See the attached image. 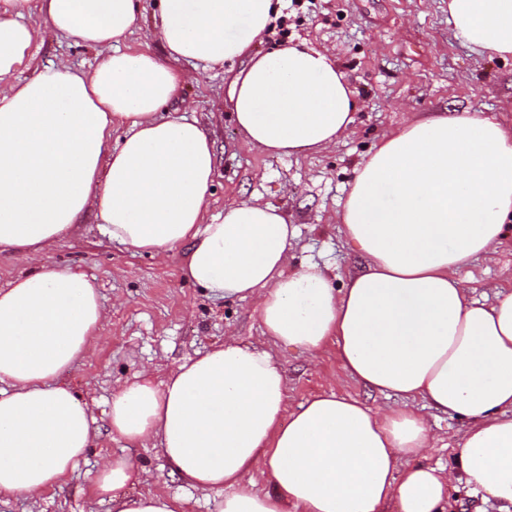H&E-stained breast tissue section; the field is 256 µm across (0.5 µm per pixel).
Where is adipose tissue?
<instances>
[{
  "instance_id": "1",
  "label": "adipose tissue",
  "mask_w": 512,
  "mask_h": 512,
  "mask_svg": "<svg viewBox=\"0 0 512 512\" xmlns=\"http://www.w3.org/2000/svg\"><path fill=\"white\" fill-rule=\"evenodd\" d=\"M274 5L155 0L160 59L121 47L139 0H0V253L37 266L0 285V494L65 483L96 436L60 377L92 352L102 297L95 278L39 262L91 210L128 248L187 245L185 277L251 299L275 344L314 356L335 343L352 378L401 401L374 410L329 392L286 412L282 365L232 339L164 382L143 374L116 389L113 435L153 443L188 486L223 491L217 512H450L456 482L512 512V291L485 306L455 277L493 257L512 222V128L479 112L409 120L359 163L337 213L362 268L338 290L318 265L289 267L295 229L277 207L243 201L207 221L214 144L197 119L161 115L190 79L182 62L243 57L229 89L241 148L294 156L345 137L354 94L327 53L252 52ZM448 22L479 55L512 57V0H448ZM50 34L97 62L16 80ZM430 409L468 422L453 467L422 463ZM256 470L270 490L247 482ZM141 480L116 454L92 488L113 512H186L177 497L126 494Z\"/></svg>"
}]
</instances>
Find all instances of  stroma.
<instances>
[{
  "label": "stroma",
  "instance_id": "35a3bbf8",
  "mask_svg": "<svg viewBox=\"0 0 512 512\" xmlns=\"http://www.w3.org/2000/svg\"><path fill=\"white\" fill-rule=\"evenodd\" d=\"M289 41L329 53L354 92L356 122L336 146L290 157L240 149L227 91L245 65L241 59L197 71L195 81L180 91L167 112L196 118L214 141L218 171L208 217L253 199L277 206L296 227L290 265L329 267L341 288L363 263L336 221L359 161L383 135L414 116L481 112L511 125L512 59L478 56L457 40L448 23V0H281L254 48L268 53ZM33 54L21 79H32L43 67L62 60L78 68L95 63L94 51L71 39H46ZM186 252L181 245L161 256L137 253L112 243L88 215L77 235L43 256L44 265L95 277L101 291L106 319L96 349L61 376L87 403L99 434L66 484L34 495H0V512H112L110 502L91 498L90 482L108 456L122 453L148 473L139 492L186 498L187 512H216L222 492L188 487L158 449L127 448L113 436L108 420L113 390L140 372L163 379L184 360L223 341L230 330L240 344H265L251 300L218 298L184 278ZM457 276L469 300L493 304L499 288L512 290V236L494 260L475 259ZM273 353L288 378L289 408L331 391L373 409L388 404L383 395L346 376L335 345L314 358L278 347ZM428 418L441 437L428 464L452 463L463 421L434 411Z\"/></svg>",
  "mask_w": 512,
  "mask_h": 512
}]
</instances>
